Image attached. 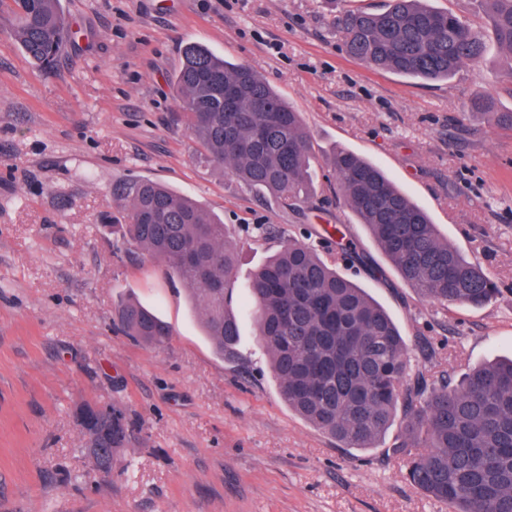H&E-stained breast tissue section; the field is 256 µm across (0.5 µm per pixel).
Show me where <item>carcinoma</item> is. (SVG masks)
<instances>
[{
	"label": "carcinoma",
	"mask_w": 512,
	"mask_h": 512,
	"mask_svg": "<svg viewBox=\"0 0 512 512\" xmlns=\"http://www.w3.org/2000/svg\"><path fill=\"white\" fill-rule=\"evenodd\" d=\"M486 27L427 6L388 0L379 12L346 6L336 33L351 58L407 79L448 80L483 56L485 29L512 56V0H485ZM13 15L14 36L36 63L49 67L69 34L61 0H0ZM185 126L200 156L226 169L250 191L288 207L310 201L313 154L301 113L251 66L190 44L172 76ZM236 91L224 102V90ZM336 184L345 205L366 226L400 278L422 301L483 307L499 293L482 265L443 239L428 214L375 164L338 148ZM121 244L162 259L203 312L216 353L236 363L239 322L232 305L237 247L224 222L198 202L152 180L119 191ZM340 259L370 274L379 268L355 245ZM260 340L281 399L345 448L375 447L395 422L404 440L390 449L407 480L448 512H512V358L473 369L459 382L432 372L434 355L409 347L391 316L309 244L294 239L271 255L248 285ZM122 331L161 347L171 327L135 300L118 302ZM77 412L86 451L100 470L125 450L128 421L116 409L112 433Z\"/></svg>",
	"instance_id": "obj_1"
}]
</instances>
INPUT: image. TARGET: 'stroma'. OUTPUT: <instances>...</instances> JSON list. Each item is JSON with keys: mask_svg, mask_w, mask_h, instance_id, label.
<instances>
[{"mask_svg": "<svg viewBox=\"0 0 512 512\" xmlns=\"http://www.w3.org/2000/svg\"><path fill=\"white\" fill-rule=\"evenodd\" d=\"M72 34L52 68L33 62L0 12V512H448L386 457L336 440L280 398L245 305L255 269L302 229L335 250L343 225L382 268L348 275L444 370L512 356V57L490 46L450 80L398 77L351 59L323 0H61ZM254 67L302 112L316 193L300 207L254 197L203 162L170 75L186 44ZM486 112L472 111L473 100ZM376 163L500 293L481 308L420 301L336 193L335 148ZM154 180L220 215L240 251L242 358L205 339L201 313L162 260L116 250L123 183ZM275 224L280 235L259 237ZM172 328L160 348L119 329L118 297ZM125 407L130 439L93 470L75 413Z\"/></svg>", "mask_w": 512, "mask_h": 512, "instance_id": "1", "label": "stroma"}]
</instances>
